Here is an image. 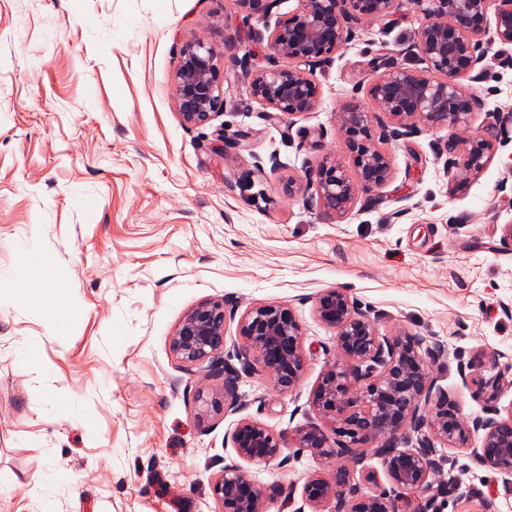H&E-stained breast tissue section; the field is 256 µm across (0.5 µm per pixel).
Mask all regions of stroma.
Segmentation results:
<instances>
[{"instance_id": "stroma-1", "label": "stroma", "mask_w": 512, "mask_h": 512, "mask_svg": "<svg viewBox=\"0 0 512 512\" xmlns=\"http://www.w3.org/2000/svg\"><path fill=\"white\" fill-rule=\"evenodd\" d=\"M297 0L247 12L236 0H0V512H219L211 484L234 450L238 417L292 431L320 423L312 396L337 360L335 331L316 297L345 290L377 319L444 345L431 373L464 420L512 410V373L495 399L470 378L498 354L512 366V131L460 190L448 179L449 139L485 132L491 112L512 117V65L486 46L474 90L483 108L468 129L419 124L383 142L391 161L372 203L343 219L309 209L267 169L291 171L327 152L352 161L337 112L369 106L375 69L416 66L413 11L356 24L344 51L318 69L315 111L272 122L244 68L225 63L224 107L201 127L176 112L173 74L185 44L202 40L254 67L285 59L251 40ZM36 239L38 278L20 243ZM64 291L72 311L54 326L46 298ZM224 304L227 343L258 304L298 317L304 366L297 386L242 376L241 416L200 425L205 365L169 350L182 314ZM26 358H17V349ZM480 435L438 445L437 512H512V489L480 465ZM285 466L249 465L269 494L264 512H291L276 488L302 489L338 462L286 446Z\"/></svg>"}]
</instances>
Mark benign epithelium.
I'll use <instances>...</instances> for the list:
<instances>
[{
    "label": "benign epithelium",
    "instance_id": "1",
    "mask_svg": "<svg viewBox=\"0 0 512 512\" xmlns=\"http://www.w3.org/2000/svg\"><path fill=\"white\" fill-rule=\"evenodd\" d=\"M491 4L492 27L487 25ZM406 5L423 20L413 51L424 68L385 67L369 86L372 109L353 104L337 113L355 153V172L326 153L316 164L304 167L302 174L286 179L290 193L314 190L306 204L322 214L343 218L361 196L385 184L390 160L373 142L371 117H385L380 122L384 141L407 137L420 123L467 126L472 112L482 108V100L462 80L482 81L483 45L512 51V0H298L288 18L252 34L273 55L295 62L291 67L248 72L252 98L273 110L270 117H289L317 108L320 91L314 72L344 48L353 24L391 16ZM223 59L214 46L201 40L182 49L174 87L183 125L203 126L224 106ZM505 123L496 115L487 136L448 142V179L454 188L486 167L493 140ZM315 313L335 329L336 351L350 361L332 363L313 394V406L328 419L331 431L311 424L290 434L240 419L230 435L237 459L224 464L212 482L219 512H262L265 492L240 461L284 465L287 458L282 451L289 441L327 462L357 460L359 449L371 444L384 459L391 484L386 488L370 474L375 490L367 494L349 482L345 467L329 479L312 475L303 486L304 505L293 512H304L306 505L311 512H399L397 488L413 494L415 512H430L439 495H454L461 489L454 482L435 485L434 476L442 471L436 444H465L479 431L478 461L502 475L505 487L512 488V412L501 418H476L468 425L448 411V401H432L436 381L431 366L444 355L440 343L412 332L381 333L371 312L340 289L320 294ZM225 318L224 302L202 301L183 313L169 337L176 358L188 365L207 364V377L218 381L199 392L206 417L243 409L238 393L242 375L262 372L276 389L287 391L296 385L303 367L302 328L288 307L260 304L246 311L238 323L239 341L229 351L224 349ZM233 359L237 364L231 363ZM489 365L493 375L473 380L481 391L498 387L503 376L495 356L489 357ZM328 505L331 510H324Z\"/></svg>",
    "mask_w": 512,
    "mask_h": 512
}]
</instances>
